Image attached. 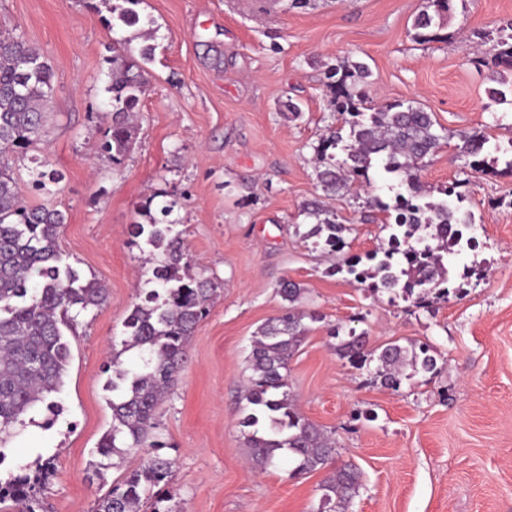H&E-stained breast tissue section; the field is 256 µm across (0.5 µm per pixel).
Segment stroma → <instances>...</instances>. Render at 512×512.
Masks as SVG:
<instances>
[{"mask_svg":"<svg viewBox=\"0 0 512 512\" xmlns=\"http://www.w3.org/2000/svg\"><path fill=\"white\" fill-rule=\"evenodd\" d=\"M113 0H0V30L22 32L50 60L54 94L40 141L11 157L23 205H47L66 222L59 247L82 276L109 289L108 303L81 316L70 339L51 429L27 423L0 472L54 457L44 512H92L97 497L138 469L143 451L96 474V448L112 425L106 367L145 277L138 268L143 205L156 192L178 202L175 227L195 271L223 281L188 344V363L156 415L174 460L169 494L182 512H313L323 472L289 475L288 460L254 472L240 396L257 329L283 310L290 280L316 313L288 365L303 415L336 440L337 461L363 473L348 512H512V103L490 104L484 36L512 24V0H453L435 39H415L427 0H142L156 30L134 149L121 165L102 152L104 87L112 54ZM364 63L351 89L368 104L402 101L433 113L448 142L421 172L427 198L462 183L474 248L451 268L460 295L426 304L371 292L330 263L294 227L303 202L324 199L346 225L343 257L386 243L391 178L325 197L317 150L342 127L329 72ZM300 113L289 112V103ZM489 141L493 166L471 170L468 136ZM60 176L31 188L33 160ZM366 332L370 348L427 344L435 372L393 390L339 359L334 329Z\"/></svg>","mask_w":512,"mask_h":512,"instance_id":"35a3bbf8","label":"stroma"}]
</instances>
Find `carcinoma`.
Returning a JSON list of instances; mask_svg holds the SVG:
<instances>
[{
  "label": "carcinoma",
  "instance_id": "1",
  "mask_svg": "<svg viewBox=\"0 0 512 512\" xmlns=\"http://www.w3.org/2000/svg\"><path fill=\"white\" fill-rule=\"evenodd\" d=\"M112 7L116 20L126 27L140 24L134 6L142 0H122ZM435 16L419 13L413 23L419 36L431 39ZM143 40L131 48L132 38ZM134 37L112 42L105 107L110 116L103 133V150L119 165L136 142L135 114L149 85L147 64L155 50L151 22ZM498 70L489 80L498 84L490 100H506L503 88L512 87V34L494 48ZM366 74L355 64L338 66L335 111L345 117L348 139L341 130L329 132L318 152L317 178L326 195L333 196L355 182L370 183L369 170L378 163L397 178L391 186L394 204L374 196L369 207L383 213L395 211L387 245L367 256L372 265L360 269L359 257L348 258L331 268L342 270L352 279L376 292L383 289L405 298L418 294L446 299L457 289L448 286L445 259L461 250L448 247V230L460 226L459 234L471 230V215L457 217L460 207L448 201L421 202L419 171L426 158L447 142L445 128L439 127L430 112L400 101L366 107L362 97L346 90L349 79ZM53 91V69L48 58L21 33H0V465L6 459L5 443L25 426L26 416L43 409V426H53L62 405L59 394L70 361V344L64 329L73 328L80 316L103 307L109 291L94 279H84L64 257L58 246L65 224L62 212L40 206L27 208L20 202L17 179L9 155L37 142L44 128L45 110ZM487 137L476 135L466 141L465 153L474 157L470 167L485 170L479 158ZM342 157H337L336 151ZM47 160L33 172V184L42 189L57 180ZM146 203L149 221L133 226V234L145 237L151 247L144 272L156 287L145 291L135 302L124 322L122 349L112 351V427L104 433L97 453L103 461L97 469H107V460L126 451L143 448L146 458L141 467L95 501L94 512H140L143 503L154 499L152 512H179L167 499L153 497L154 489L169 484L174 476L173 459L164 453L166 444L157 432L155 409L178 382L188 360V343L197 324L210 311V303L222 283L202 272H192V260L179 235L173 233L176 221L169 219L175 203L162 202L156 217ZM302 215L313 221L305 232L295 225L304 239L315 237L322 253L335 255L345 247L347 228L336 222V214L319 200L305 204ZM423 255L417 264L404 263L403 249ZM277 293L288 303L281 315L259 327L248 357L249 375L242 399L250 406L241 425L248 429L246 446L254 468L275 466L284 454L292 458V477L325 470L314 512H346L358 496L361 474L351 465L330 468L336 458V441L312 424L298 409L287 381L288 364L307 331L305 319L318 316L297 307L302 289L290 281L279 284ZM138 349L141 364L125 368L123 352ZM340 358L356 369L376 362L373 377L387 388L398 389L404 369L412 374L432 373L436 359L429 348L408 350L397 343L368 348L366 333L350 330L336 347ZM51 474V459L37 458L35 467L19 466L18 472L0 481V504L13 503L12 512H35L36 491Z\"/></svg>",
  "mask_w": 512,
  "mask_h": 512
}]
</instances>
